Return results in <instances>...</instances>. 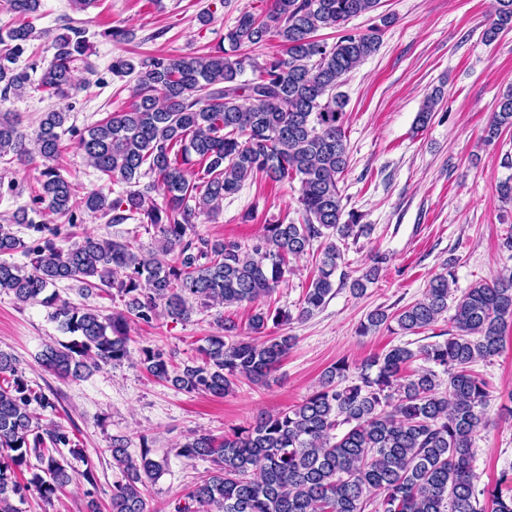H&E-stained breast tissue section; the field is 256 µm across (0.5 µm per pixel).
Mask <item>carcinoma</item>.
<instances>
[{
	"label": "carcinoma",
	"mask_w": 512,
	"mask_h": 512,
	"mask_svg": "<svg viewBox=\"0 0 512 512\" xmlns=\"http://www.w3.org/2000/svg\"><path fill=\"white\" fill-rule=\"evenodd\" d=\"M5 3L25 21L0 36V94L25 92L31 77L17 62L31 41L43 37L51 38L54 53L38 87L63 100L77 94L74 63L89 48L86 31L69 26L67 33L52 36L26 21L41 0ZM379 5L380 0H271L262 15L240 16L224 31V44L207 53L152 56L137 64L115 59L113 73L136 74L133 101L78 133V148L89 164L127 185L114 199L92 190L76 201L75 185L52 165L62 137L74 132L66 126L69 113H44L30 139L12 113L0 112V161L43 160L32 207L17 209L0 224V293L52 308L51 318L71 336L46 345L39 358L43 368L84 379L102 365L130 359L133 319L188 322L196 312L249 303L253 335H239L235 322L220 312L219 332L207 337L199 362L179 365L160 347L139 351L140 369L153 378L186 393L222 398L243 379H265L290 349L291 336L259 339L268 325L290 320L288 312L260 304L288 273L289 259L321 243L301 320L323 308L337 285L364 294L386 256H374L352 280L339 271V243L368 230L360 214L346 210L339 187L349 167L348 99L340 87L346 74L377 51L392 18L379 16L380 24L366 32L347 24ZM328 28L340 31L331 44L318 35ZM506 29H512V0H495L483 38L493 41ZM272 38L281 50L260 61L241 52ZM248 69L253 78L244 80ZM441 100L439 89L426 97L419 127L432 120ZM506 128H512V89L501 97L484 141L494 142ZM196 163L204 170L195 181ZM257 174L276 183L299 180L301 221L266 225L249 249L197 233L198 211L190 202L201 200L213 214ZM78 206L108 225L135 222L153 234L155 250L144 254L125 237H86L61 247L59 239L71 237L77 225ZM49 215L66 223L43 221ZM18 253L26 261L6 260ZM69 281L86 293L116 291L124 309L104 315L60 299L53 288ZM453 283L448 263L421 299L393 313L372 311L359 326L364 336L393 322L402 333L415 334L448 313L451 298L446 339L416 351L395 346L359 365L339 359L297 405L264 413L221 440L205 432L185 437L176 455L206 459L212 468L174 512H485L482 498L491 512H512V478L477 486L473 445L492 394L472 370L502 350L505 328L512 324V268L458 297ZM416 359L426 366L403 373ZM0 376V512H19L13 500L34 493L50 504L73 481L62 449L76 457L82 449L63 426L42 422L35 412H58L57 394L34 388L19 359L3 350ZM110 452L122 479L112 485L107 512H147L148 485L165 461L154 458L146 436L135 454L125 437L114 436ZM25 470L31 477L22 483L18 474ZM83 478L91 486L87 512H101L92 469Z\"/></svg>",
	"instance_id": "carcinoma-1"
}]
</instances>
